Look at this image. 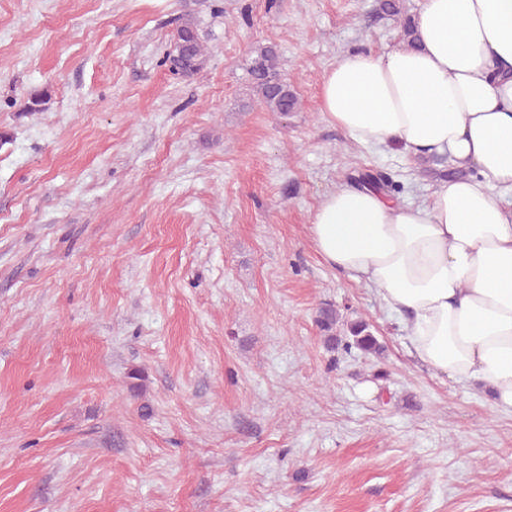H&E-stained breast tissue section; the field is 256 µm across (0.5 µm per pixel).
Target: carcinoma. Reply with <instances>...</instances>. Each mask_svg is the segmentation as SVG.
I'll return each mask as SVG.
<instances>
[{
  "mask_svg": "<svg viewBox=\"0 0 512 512\" xmlns=\"http://www.w3.org/2000/svg\"><path fill=\"white\" fill-rule=\"evenodd\" d=\"M377 10L387 16L404 13V0H377ZM207 58L197 25L190 18L177 27L173 48L163 63L182 76L191 77L201 71ZM250 74L257 100L269 112L286 116L297 110L299 99L292 86L279 72V53L273 42L259 43L252 50ZM316 323L331 350L356 348L365 354L380 353L381 346L365 319L348 321L333 303H323L317 310Z\"/></svg>",
  "mask_w": 512,
  "mask_h": 512,
  "instance_id": "1",
  "label": "carcinoma"
}]
</instances>
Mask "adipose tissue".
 Returning <instances> with one entry per match:
<instances>
[{
  "mask_svg": "<svg viewBox=\"0 0 512 512\" xmlns=\"http://www.w3.org/2000/svg\"><path fill=\"white\" fill-rule=\"evenodd\" d=\"M417 29L416 47L337 61L320 109L354 144L463 177L419 205L336 186L311 240L407 319L420 364L512 410V0H423Z\"/></svg>",
  "mask_w": 512,
  "mask_h": 512,
  "instance_id": "1",
  "label": "adipose tissue"
}]
</instances>
